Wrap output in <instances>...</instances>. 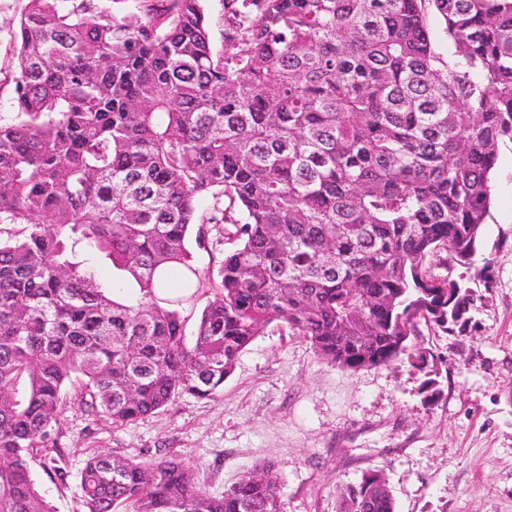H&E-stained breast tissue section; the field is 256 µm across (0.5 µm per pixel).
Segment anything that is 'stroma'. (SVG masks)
Returning a JSON list of instances; mask_svg holds the SVG:
<instances>
[{"instance_id":"obj_1","label":"stroma","mask_w":512,"mask_h":512,"mask_svg":"<svg viewBox=\"0 0 512 512\" xmlns=\"http://www.w3.org/2000/svg\"><path fill=\"white\" fill-rule=\"evenodd\" d=\"M494 200L477 251L456 275L475 306L465 332L423 330L443 358L440 395L408 360L350 373L270 324L240 355L224 393L180 396L116 427L66 410L58 481L43 458L32 477L56 512H81L80 473L93 454H164L214 495L255 464H274L286 512H337L339 488L366 470L386 475L397 512H512V144L501 147Z\"/></svg>"}]
</instances>
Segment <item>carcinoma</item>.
Wrapping results in <instances>:
<instances>
[{"label":"carcinoma","mask_w":512,"mask_h":512,"mask_svg":"<svg viewBox=\"0 0 512 512\" xmlns=\"http://www.w3.org/2000/svg\"><path fill=\"white\" fill-rule=\"evenodd\" d=\"M28 0L0 118V512H55L31 476L68 404L123 426L214 400L272 323L348 372L418 363L473 291L512 143V0ZM443 23L440 50L428 13ZM224 229L216 296L187 343ZM109 261L139 298L114 293ZM179 290H170L173 275ZM460 290L455 309L448 289ZM213 495L182 461L97 454L83 512H284L280 481ZM338 512H396L383 470ZM204 5L210 20V36L214 49L218 52H224V26L221 19L223 14V2L222 0H206ZM229 246L230 245L224 243V230L223 237H221V244L215 245L214 240V246L211 247L210 245L208 249L197 248L193 240L190 242V250L192 251L195 264L199 270L203 272V275L194 307L188 308L185 312V315L188 316L189 319V326L197 319L208 302L213 299L214 291L211 290L208 276L210 274L212 277V273H214V278L216 277L219 261L224 257V247L228 248Z\"/></svg>","instance_id":"1"}]
</instances>
